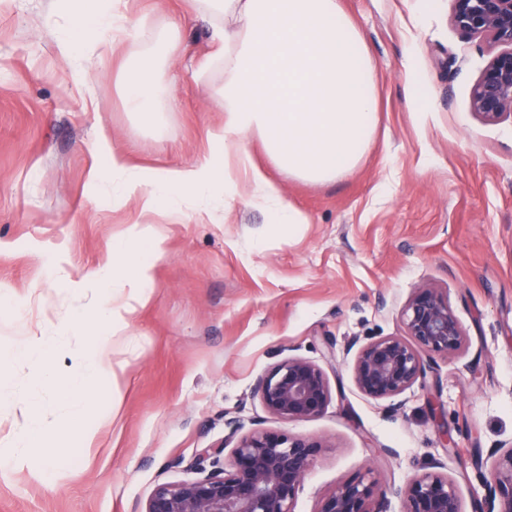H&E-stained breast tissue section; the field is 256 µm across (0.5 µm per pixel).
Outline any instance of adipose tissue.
<instances>
[{"mask_svg": "<svg viewBox=\"0 0 512 512\" xmlns=\"http://www.w3.org/2000/svg\"><path fill=\"white\" fill-rule=\"evenodd\" d=\"M76 10L71 27L57 40L63 57L87 78L79 64L98 34L113 43L139 37L128 23L123 0H95ZM213 19L215 55L224 67V122L210 133L213 153L199 163L150 172L132 170L118 150L108 153L112 194L137 200L143 211L185 214L188 204L212 203L235 190L245 177L255 198L270 208L276 224L307 223V215L286 203L280 186L254 163L248 142L257 138L271 161L290 178L327 183L351 174L377 125L368 49L340 0H207ZM153 58L132 73L125 103L150 114L167 90ZM165 238L152 224L130 226L112 245V262L87 275L97 295L76 316L74 330H89V350L65 378L52 374L59 341L32 339L13 350L0 349V377L15 359L35 363L27 402L28 423L14 448L0 452V468L30 460L53 435L43 424L42 392L51 389L67 405V424L80 429L104 392L102 379L113 372L112 338L125 316L146 297L154 261Z\"/></svg>", "mask_w": 512, "mask_h": 512, "instance_id": "obj_1", "label": "adipose tissue"}]
</instances>
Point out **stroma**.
<instances>
[{"label":"stroma","mask_w":512,"mask_h":512,"mask_svg":"<svg viewBox=\"0 0 512 512\" xmlns=\"http://www.w3.org/2000/svg\"><path fill=\"white\" fill-rule=\"evenodd\" d=\"M341 4L370 52L377 128L355 171L326 184L288 178L251 140L255 161L308 217L288 229L244 183L203 216L174 220L113 198L90 177L106 164L102 135L150 170L210 153L208 133L224 121V72L211 58L204 7L128 0L139 39L112 46L100 34L82 85L57 50L69 20L54 0H0V347L59 338L54 371L68 374L88 347L71 329L91 292L85 273L111 263L113 241L131 225H156L166 239L145 301L112 339L123 365L118 400L99 399L85 443L46 399L43 421L56 439L34 465L0 469V512H143L157 484L191 478L187 462L223 440L233 417L248 431L326 442L296 512H315L338 482L399 483L435 460L464 512L483 496L475 458L512 442V117L486 123L472 113L490 54L451 25V0ZM170 33L175 96L147 121L125 106L127 74ZM412 69L429 96L424 120ZM425 284L447 289L466 337L463 353L438 359L429 375L449 428L472 431L452 448L440 444L420 388L396 411L362 395L347 350L355 339L402 333L401 308ZM291 356L323 365L332 401L321 416L286 425L252 388ZM33 367L16 360L0 380V448L26 424Z\"/></svg>","instance_id":"obj_1"}]
</instances>
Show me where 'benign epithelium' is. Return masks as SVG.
<instances>
[{
	"label": "benign epithelium",
	"instance_id": "benign-epithelium-1",
	"mask_svg": "<svg viewBox=\"0 0 512 512\" xmlns=\"http://www.w3.org/2000/svg\"><path fill=\"white\" fill-rule=\"evenodd\" d=\"M456 30L479 36L496 49L472 89V112L485 122L512 117V0H452ZM404 333L380 336L359 346L352 365L356 388L372 400H393L414 386L426 389L435 357L457 356L465 334L448 299L435 285L415 289L406 300ZM266 411L283 423L322 415L332 400L324 369L288 357L254 386ZM224 440L199 450L188 468L196 477L157 485L143 512H295L296 499L325 443L286 431L243 432L236 419L224 421ZM489 473L480 474L483 512H512V445L492 452ZM443 464L382 487L359 477L336 484L316 512H388L389 498L401 512H463L455 482Z\"/></svg>",
	"mask_w": 512,
	"mask_h": 512
}]
</instances>
